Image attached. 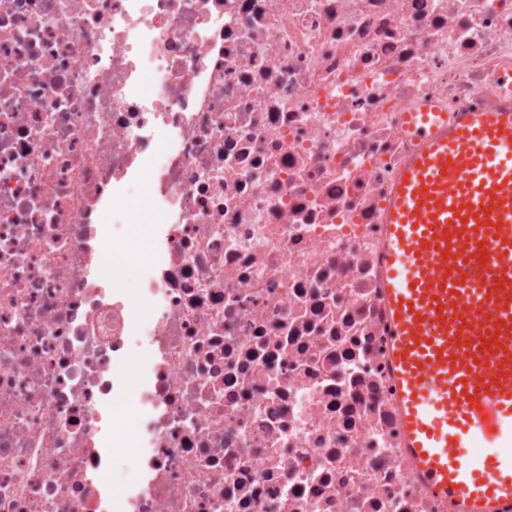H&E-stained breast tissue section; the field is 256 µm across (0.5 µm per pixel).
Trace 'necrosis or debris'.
Instances as JSON below:
<instances>
[{
    "label": "necrosis or debris",
    "mask_w": 512,
    "mask_h": 512,
    "mask_svg": "<svg viewBox=\"0 0 512 512\" xmlns=\"http://www.w3.org/2000/svg\"><path fill=\"white\" fill-rule=\"evenodd\" d=\"M500 97L512 0H0V512H443L378 247L408 114ZM132 264L130 254L127 252H114L108 254L104 259V270L109 275L114 276V272L118 275L126 271V268ZM139 267L131 265L124 277L113 280L114 288H121V291L131 293L138 286ZM137 474V464L134 448H116L113 455L112 473L110 480L116 492L133 481Z\"/></svg>",
    "instance_id": "4bbe7bcc"
}]
</instances>
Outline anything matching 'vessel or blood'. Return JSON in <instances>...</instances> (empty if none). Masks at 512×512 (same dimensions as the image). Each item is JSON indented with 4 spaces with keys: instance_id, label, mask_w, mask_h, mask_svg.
Returning <instances> with one entry per match:
<instances>
[{
    "instance_id": "vessel-or-blood-1",
    "label": "vessel or blood",
    "mask_w": 512,
    "mask_h": 512,
    "mask_svg": "<svg viewBox=\"0 0 512 512\" xmlns=\"http://www.w3.org/2000/svg\"><path fill=\"white\" fill-rule=\"evenodd\" d=\"M410 122L420 147L382 243L404 454L422 490L453 512H499L512 502V98L448 123L428 111ZM489 330L498 344L487 353L478 337ZM460 433L486 448L481 461L457 450Z\"/></svg>"
}]
</instances>
